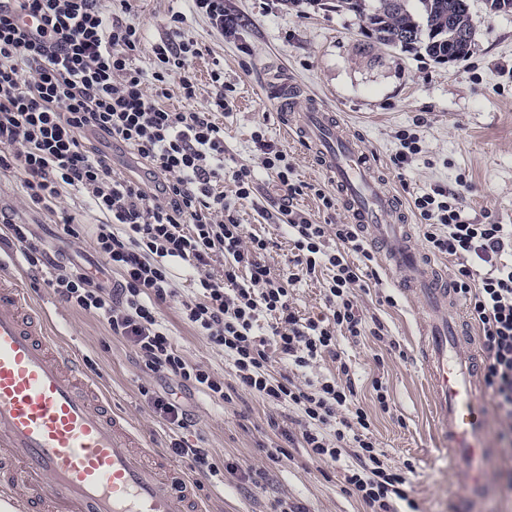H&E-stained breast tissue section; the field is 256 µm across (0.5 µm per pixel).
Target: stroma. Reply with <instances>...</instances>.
I'll return each instance as SVG.
<instances>
[{"mask_svg": "<svg viewBox=\"0 0 512 512\" xmlns=\"http://www.w3.org/2000/svg\"><path fill=\"white\" fill-rule=\"evenodd\" d=\"M243 25L232 37H220L208 20L197 15L191 0H133L129 22L143 27L150 40L163 37L172 11L185 16L183 32L197 41L194 59L198 91L194 106L205 105L218 69L235 101L221 115L230 157L257 169L262 194L275 191L261 168L254 133L286 153L293 178L304 191L295 199L299 209L318 222L345 223L343 208L324 209L315 196L329 183L310 151L283 129V116L266 83L285 74L303 95L332 108L338 119L358 136L375 158L383 188L398 193L404 203L437 185L464 181L465 213L490 216L512 225V12L491 13L484 0H471L475 27L470 55L462 61L439 62L422 51L403 52L379 45L369 37L354 13L338 8L336 0H228ZM416 133L421 151L405 168L392 159L400 148L399 131ZM62 205L79 226L78 237L63 233L50 214L25 205L18 182L0 177V213L14 223L30 225L37 244L63 267L94 270L103 261L92 237L98 218L82 209L78 199L63 193ZM246 234L275 241L265 260L274 272L286 268L291 255L281 224L258 214L250 203L239 208ZM32 299L49 312V329L81 357L86 372L111 399L113 412L127 416L153 448L165 450L170 430L150 410L145 391L173 392L191 411L194 424L185 431L189 443L211 448L218 463L232 465L236 474L212 485L193 475L207 512H280L285 500L305 504L308 512H363L359 500L343 490L341 464L314 461L300 444L289 443L285 431H297L296 410L269 407L258 396L238 388L235 371L224 356L186 324L178 302L161 309L180 352L224 380L226 397L214 404L195 388L147 370L134 349L115 337L97 319L60 303L44 283V272L16 264ZM326 271L306 277L290 289V302L300 317L325 312ZM359 303L365 316L385 325L392 346L340 337L341 351L358 369L357 394L373 420V434L388 466L411 465L409 494L417 512H512V492L504 474L512 471V444L500 437L501 419L490 392H483L491 453L485 463L487 481L476 497L465 492V473L450 460L437 440L431 399L419 356L423 323L419 308L389 277L371 287ZM381 380L391 398V412L374 401L373 380ZM279 430H272L270 420ZM279 458H271V451ZM262 471L266 478L253 485L246 476Z\"/></svg>", "mask_w": 512, "mask_h": 512, "instance_id": "1", "label": "stroma"}]
</instances>
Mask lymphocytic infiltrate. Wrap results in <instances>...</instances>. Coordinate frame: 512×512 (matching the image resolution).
<instances>
[{
    "mask_svg": "<svg viewBox=\"0 0 512 512\" xmlns=\"http://www.w3.org/2000/svg\"><path fill=\"white\" fill-rule=\"evenodd\" d=\"M41 26L29 28L27 18ZM185 18L173 13L167 32L148 42L144 31L102 0H9L0 11V174L14 176L28 205L58 216L64 234L76 236L59 200L64 190L84 198L101 215L94 249L116 271L109 288L92 272L58 268L46 284L58 299L102 321L131 345L145 367L191 384L214 400L224 382L189 362L159 317L178 301L183 320L206 336L232 363L238 385L270 405H289L301 415L297 440L323 462L350 456L344 490L365 512H409L416 504L405 472L385 467L366 410L355 405V370L341 363L340 378L298 383L273 373L271 351L297 367L336 356V333L384 340L385 327L364 329L357 299L376 278L372 247L355 224H322L296 208L302 187L286 154L253 140L262 166L280 191L278 221L293 244L286 269L272 273L269 243L246 235L237 202L255 201L251 166L224 170V126L217 114L231 111L224 74L213 70L207 108L168 107V80L178 74L187 100L197 95L193 61L200 50L182 32ZM150 46L153 72L134 66ZM120 144L146 164L148 181L116 176L99 142ZM232 180L234 199L222 187ZM414 211L428 251L455 264L453 288L477 323L485 350L482 382L494 398L505 433H512V229L468 218L459 190L435 186L414 196ZM359 262H351L350 254ZM223 261L221 274L212 266ZM193 274L190 296L178 299L170 267ZM331 270L325 287L326 315L302 318L289 288L319 269Z\"/></svg>",
    "mask_w": 512,
    "mask_h": 512,
    "instance_id": "f902f5d3",
    "label": "lymphocytic infiltrate"
}]
</instances>
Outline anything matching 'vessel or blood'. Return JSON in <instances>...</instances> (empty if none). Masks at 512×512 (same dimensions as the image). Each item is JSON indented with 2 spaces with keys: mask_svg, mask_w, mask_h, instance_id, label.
<instances>
[{
  "mask_svg": "<svg viewBox=\"0 0 512 512\" xmlns=\"http://www.w3.org/2000/svg\"><path fill=\"white\" fill-rule=\"evenodd\" d=\"M270 91L314 154L350 223L388 275L423 309L422 360L442 443L463 460L469 495L483 488L489 430L482 358L447 278L418 246L401 199L381 189L359 139L317 102L295 111L296 83ZM0 493L29 512H201L194 485L146 448L128 419L108 414L79 358L48 333L21 280L0 272Z\"/></svg>",
  "mask_w": 512,
  "mask_h": 512,
  "instance_id": "1",
  "label": "vessel or blood"
}]
</instances>
